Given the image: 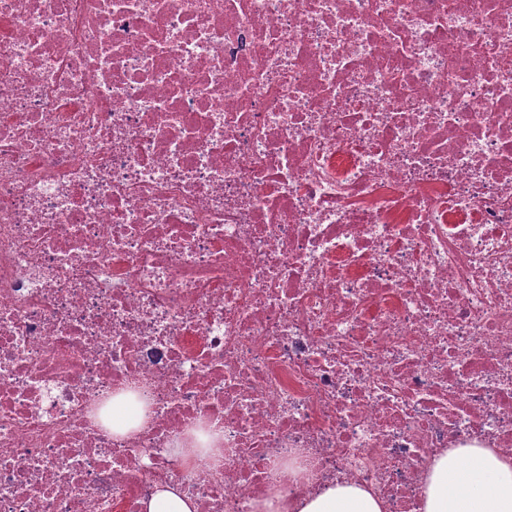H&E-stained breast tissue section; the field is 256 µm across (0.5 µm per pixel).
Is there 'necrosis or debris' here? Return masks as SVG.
Here are the masks:
<instances>
[{
  "instance_id": "necrosis-or-debris-1",
  "label": "necrosis or debris",
  "mask_w": 512,
  "mask_h": 512,
  "mask_svg": "<svg viewBox=\"0 0 512 512\" xmlns=\"http://www.w3.org/2000/svg\"><path fill=\"white\" fill-rule=\"evenodd\" d=\"M507 58L512 0H0V512L512 457Z\"/></svg>"
}]
</instances>
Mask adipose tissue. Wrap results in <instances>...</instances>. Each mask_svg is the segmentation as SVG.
Here are the masks:
<instances>
[{
  "label": "adipose tissue",
  "instance_id": "adipose-tissue-1",
  "mask_svg": "<svg viewBox=\"0 0 512 512\" xmlns=\"http://www.w3.org/2000/svg\"><path fill=\"white\" fill-rule=\"evenodd\" d=\"M257 512H384V504L371 490L337 482L290 504L269 497ZM423 512H512V457L469 448L435 458L426 473Z\"/></svg>",
  "mask_w": 512,
  "mask_h": 512
}]
</instances>
